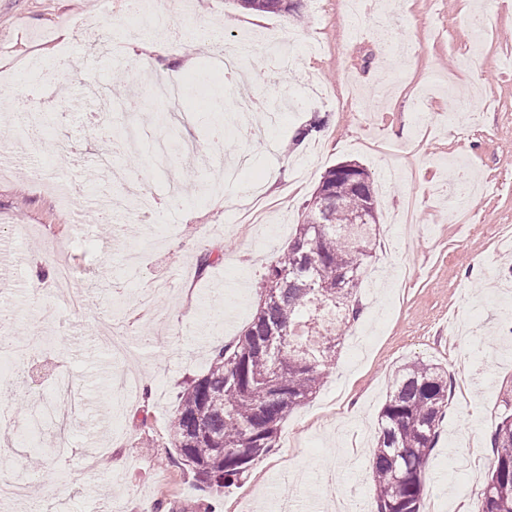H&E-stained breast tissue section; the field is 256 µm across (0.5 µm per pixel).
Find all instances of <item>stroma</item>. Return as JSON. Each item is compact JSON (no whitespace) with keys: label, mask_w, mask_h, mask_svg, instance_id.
Wrapping results in <instances>:
<instances>
[{"label":"stroma","mask_w":512,"mask_h":512,"mask_svg":"<svg viewBox=\"0 0 512 512\" xmlns=\"http://www.w3.org/2000/svg\"><path fill=\"white\" fill-rule=\"evenodd\" d=\"M150 2L171 32L148 53L144 36L126 34L128 0H0V75L16 102L0 110L16 159L0 177V336L25 344L0 380L14 432L0 437V476L28 467L27 408L53 400L61 376L74 382L68 452L46 453L26 500L0 512H45L57 502L65 512H239L247 488L254 503L275 495L293 512H319L312 489L332 471L350 502L372 500L378 416L394 371L413 360L438 364L451 379L421 512H454L458 500L478 512L490 434L512 396V245L500 239L502 225H512V0H397L385 20L364 0L369 17L356 29L340 19L342 0H323L320 14L302 0L292 15L193 0L189 24L181 0ZM476 20L484 29L477 40ZM229 24L290 29L302 46L292 74L275 72L267 54L250 60L263 73L257 99L276 106L303 84L319 101L264 127L234 124L200 101L188 123L171 116L161 125L163 106L149 101L136 148L98 134L86 85L107 83L110 57L125 69L145 60L184 84L208 56L198 29ZM35 57L63 74L54 94L30 96L40 74L21 63ZM36 111L51 116L38 142L17 133ZM314 120L319 131L295 141ZM344 161L376 178L389 164L410 171L378 191L376 273L359 290L364 313L343 335L323 387L281 424L284 436L300 429L301 443L274 448L240 484L202 490L171 448L167 422L216 346L248 324L267 266L287 249L325 172ZM452 162L481 184L469 222L444 207ZM132 165L156 191L152 220L127 213L101 223L105 195L133 196ZM60 180L79 202L76 214L49 191ZM62 265L77 305L51 289ZM160 281L166 290L137 311L139 293ZM105 326L126 333L124 355L95 347ZM122 372L146 383L131 405L115 383ZM45 485L52 497L42 495Z\"/></svg>","instance_id":"35a3bbf8"}]
</instances>
